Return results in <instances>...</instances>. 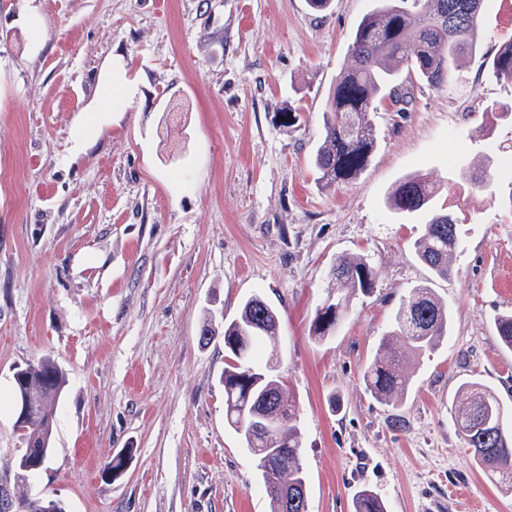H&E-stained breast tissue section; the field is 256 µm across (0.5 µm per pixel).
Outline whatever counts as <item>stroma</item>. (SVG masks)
I'll list each match as a JSON object with an SVG mask.
<instances>
[{
  "label": "stroma",
  "instance_id": "stroma-1",
  "mask_svg": "<svg viewBox=\"0 0 512 512\" xmlns=\"http://www.w3.org/2000/svg\"><path fill=\"white\" fill-rule=\"evenodd\" d=\"M372 0H0V448L17 450L12 375L49 355L67 373L53 452L30 498L67 512H270L255 458L224 424L223 339L249 296L279 313V367L298 405L309 512H512L454 425L476 381L512 412V90L481 67L453 90L408 83L383 100L358 179L326 188L310 165L322 103ZM512 39V0H483L481 51ZM301 108L281 126L279 114ZM491 162L488 186L458 165ZM436 182L460 224L448 278L417 260L424 216L384 200L403 176ZM342 254L378 269L334 334L311 325ZM429 285L447 337L405 364L407 393L363 382L406 292ZM133 451L116 480L105 462ZM354 512H387L385 504L369 488H361L353 499Z\"/></svg>",
  "mask_w": 512,
  "mask_h": 512
}]
</instances>
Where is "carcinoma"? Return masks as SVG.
Instances as JSON below:
<instances>
[{
  "label": "carcinoma",
  "instance_id": "carcinoma-1",
  "mask_svg": "<svg viewBox=\"0 0 512 512\" xmlns=\"http://www.w3.org/2000/svg\"><path fill=\"white\" fill-rule=\"evenodd\" d=\"M483 0H373L349 45L347 66L337 74L324 102L320 142L311 158L316 180L331 187L347 185L368 165L377 133L370 119L386 90L402 75H414L434 89L451 85L455 73L481 50ZM482 66L495 81L512 87V41L483 55ZM436 186L421 174L409 175L391 189L386 207L396 217L428 213L422 234L414 241L416 258L436 276L448 277L460 247L457 220L434 209ZM377 269L365 255L336 259L329 288L336 292V316L318 313L312 337L322 341L336 330L351 302L372 292ZM450 314L426 285L411 288L400 301L379 351L364 373L366 390L382 404L399 400L410 381L403 358L434 350L448 335ZM502 343L512 348V314L495 321ZM224 338L238 346L224 367V419L232 428L249 422L246 405L258 407L260 420L272 424V438L240 436L255 457L271 512H309L303 497L308 482L300 463L301 443L295 399L269 371L279 341V318L268 302L247 298L235 319L224 324ZM30 395V414L19 434L23 452L51 451L54 406L62 396L66 374L51 357L21 369ZM455 407L456 430L479 467L512 490V423L498 398L478 382L462 384ZM354 512H387L372 490L360 489Z\"/></svg>",
  "mask_w": 512,
  "mask_h": 512
}]
</instances>
